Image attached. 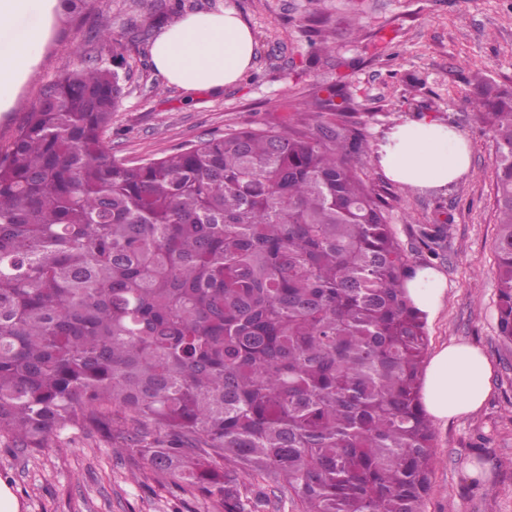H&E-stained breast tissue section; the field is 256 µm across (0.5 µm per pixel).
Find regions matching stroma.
<instances>
[{"label":"stroma","instance_id":"1","mask_svg":"<svg viewBox=\"0 0 512 512\" xmlns=\"http://www.w3.org/2000/svg\"><path fill=\"white\" fill-rule=\"evenodd\" d=\"M235 9L255 36L252 68L219 92L166 84L150 48L159 30L185 15ZM335 28L339 54L355 58L345 79L369 149L360 174L387 198L390 224L414 263L420 227L449 222L445 257L432 262L447 283L426 322L429 353L450 343L479 348L493 375L484 404L434 421V463L424 512H512V344L498 330L494 241L495 144L464 97L472 72L512 84V0H86L82 13L56 15L18 106L0 112V148L13 140L22 103L79 62L111 66L121 52L125 96L104 141L118 159L141 163L230 129L280 125L300 102L335 81V58L314 52L303 31L312 17ZM106 24L113 40L97 37ZM452 123L471 146L467 174L445 188H410L388 179L375 146L420 113ZM0 483L19 512H224L156 476L120 432L67 429L49 447L0 445Z\"/></svg>","mask_w":512,"mask_h":512}]
</instances>
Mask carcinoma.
I'll list each match as a JSON object with an SVG mask.
<instances>
[{"label": "carcinoma", "mask_w": 512, "mask_h": 512, "mask_svg": "<svg viewBox=\"0 0 512 512\" xmlns=\"http://www.w3.org/2000/svg\"><path fill=\"white\" fill-rule=\"evenodd\" d=\"M320 53L334 36L309 28ZM124 56L48 83L0 152V443L106 436L160 476L265 512H422L434 432L416 274L342 73L279 126L227 132L135 165L103 134ZM496 143L500 336L512 342V85L475 77ZM443 224L420 229L434 258Z\"/></svg>", "instance_id": "carcinoma-1"}]
</instances>
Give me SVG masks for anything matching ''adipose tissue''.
Listing matches in <instances>:
<instances>
[{
  "label": "adipose tissue",
  "instance_id": "obj_1",
  "mask_svg": "<svg viewBox=\"0 0 512 512\" xmlns=\"http://www.w3.org/2000/svg\"><path fill=\"white\" fill-rule=\"evenodd\" d=\"M57 0H0V110L13 107L21 84L34 73L51 33ZM155 71L186 92L218 91L250 69L255 38L233 9L190 14L166 27L152 44ZM385 174L401 185L444 188L470 166L463 136L432 117L397 125L379 145ZM447 284L431 269L406 283L413 305L435 315ZM493 373L489 359L463 343L442 347L426 370L422 401L426 411L448 420L479 409Z\"/></svg>",
  "mask_w": 512,
  "mask_h": 512
}]
</instances>
